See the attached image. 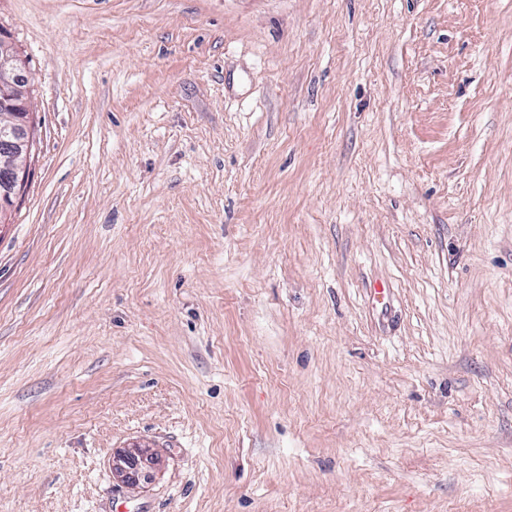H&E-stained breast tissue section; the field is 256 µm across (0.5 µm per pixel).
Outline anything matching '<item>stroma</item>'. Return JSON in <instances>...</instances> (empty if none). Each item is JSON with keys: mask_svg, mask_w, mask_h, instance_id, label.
<instances>
[{"mask_svg": "<svg viewBox=\"0 0 512 512\" xmlns=\"http://www.w3.org/2000/svg\"><path fill=\"white\" fill-rule=\"evenodd\" d=\"M0 32L36 129L0 512H512V0H0ZM154 461L152 448L139 445L136 448L119 453L112 458V474L120 482L127 485H138L140 479L136 471L139 462Z\"/></svg>", "mask_w": 512, "mask_h": 512, "instance_id": "1", "label": "stroma"}]
</instances>
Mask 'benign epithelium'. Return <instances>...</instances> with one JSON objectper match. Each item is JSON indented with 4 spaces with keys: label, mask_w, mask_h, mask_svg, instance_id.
I'll return each mask as SVG.
<instances>
[{
    "label": "benign epithelium",
    "mask_w": 512,
    "mask_h": 512,
    "mask_svg": "<svg viewBox=\"0 0 512 512\" xmlns=\"http://www.w3.org/2000/svg\"><path fill=\"white\" fill-rule=\"evenodd\" d=\"M18 56L0 34V212L6 213L15 203L25 180V171L15 164L29 152L33 143L31 115L27 106V81L21 78ZM154 460L146 444L119 453L112 458V474L127 485L140 483L136 466Z\"/></svg>",
    "instance_id": "benign-epithelium-1"
}]
</instances>
